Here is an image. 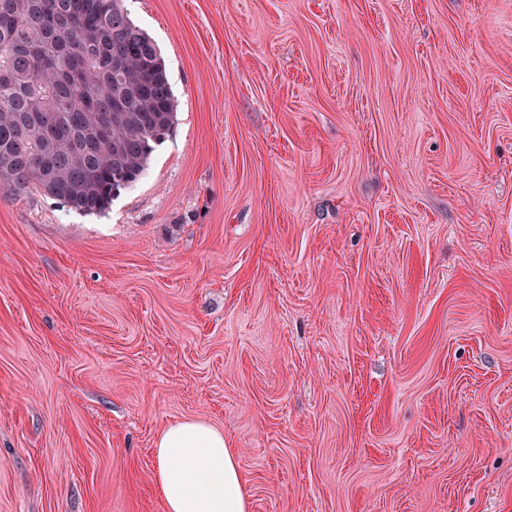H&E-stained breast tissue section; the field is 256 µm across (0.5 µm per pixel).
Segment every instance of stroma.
Here are the masks:
<instances>
[{
	"mask_svg": "<svg viewBox=\"0 0 512 512\" xmlns=\"http://www.w3.org/2000/svg\"><path fill=\"white\" fill-rule=\"evenodd\" d=\"M177 106L101 215L0 193V512H512V0H123ZM153 480L166 512H249L250 497L236 448L224 430L184 419L157 437Z\"/></svg>",
	"mask_w": 512,
	"mask_h": 512,
	"instance_id": "obj_1",
	"label": "stroma"
}]
</instances>
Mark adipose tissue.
Wrapping results in <instances>:
<instances>
[{
  "label": "adipose tissue",
  "instance_id": "ef3b65f1",
  "mask_svg": "<svg viewBox=\"0 0 512 512\" xmlns=\"http://www.w3.org/2000/svg\"><path fill=\"white\" fill-rule=\"evenodd\" d=\"M153 480L165 512H250L237 451L224 431L184 419L157 437Z\"/></svg>",
  "mask_w": 512,
  "mask_h": 512
}]
</instances>
